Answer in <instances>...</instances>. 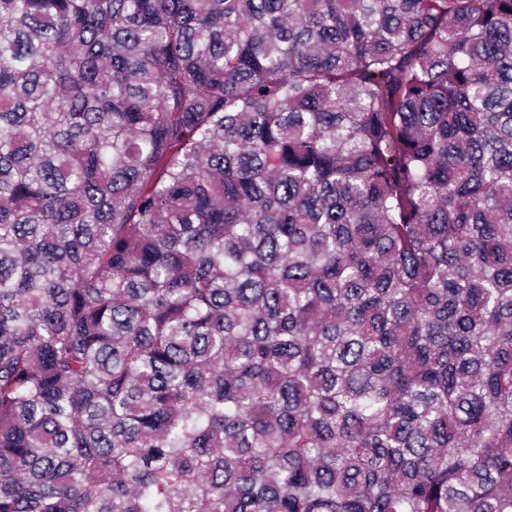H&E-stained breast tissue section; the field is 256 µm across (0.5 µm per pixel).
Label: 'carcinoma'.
I'll return each mask as SVG.
<instances>
[{"label":"carcinoma","instance_id":"1","mask_svg":"<svg viewBox=\"0 0 512 512\" xmlns=\"http://www.w3.org/2000/svg\"><path fill=\"white\" fill-rule=\"evenodd\" d=\"M0 512H512V0H0Z\"/></svg>","mask_w":512,"mask_h":512}]
</instances>
